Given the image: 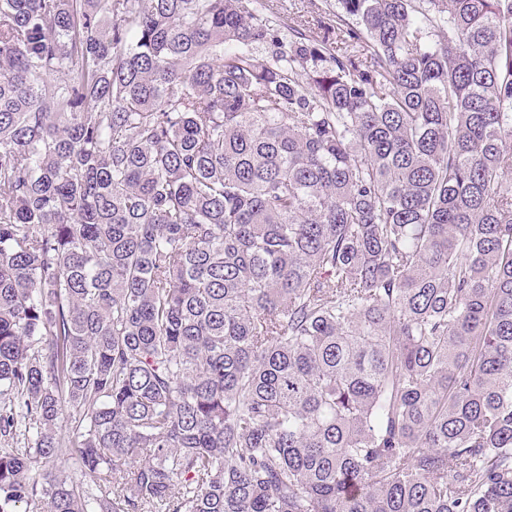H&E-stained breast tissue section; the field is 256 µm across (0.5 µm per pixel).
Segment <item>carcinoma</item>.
<instances>
[{"mask_svg": "<svg viewBox=\"0 0 512 512\" xmlns=\"http://www.w3.org/2000/svg\"><path fill=\"white\" fill-rule=\"evenodd\" d=\"M338 4L0 0V512H512V0ZM262 9L268 15L271 12L276 16L294 23L305 26L306 34H323V27H318L316 20H321L322 25H334L336 27V0H260ZM287 18V19H286ZM298 21V22H296ZM309 21L310 24L304 23ZM315 25H314V24Z\"/></svg>", "mask_w": 512, "mask_h": 512, "instance_id": "cac0c4a2", "label": "carcinoma"}]
</instances>
